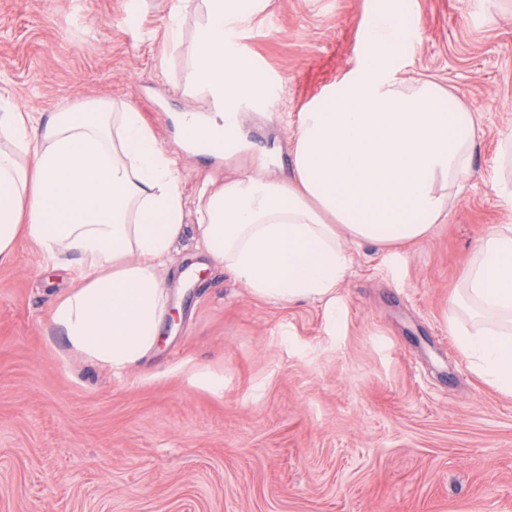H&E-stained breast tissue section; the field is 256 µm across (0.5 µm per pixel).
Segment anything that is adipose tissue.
<instances>
[{"mask_svg":"<svg viewBox=\"0 0 512 512\" xmlns=\"http://www.w3.org/2000/svg\"><path fill=\"white\" fill-rule=\"evenodd\" d=\"M268 0H205L190 81L211 110L183 113L202 140L239 147V114L267 97L263 77L230 47ZM443 88L406 82L381 63L357 71L300 113L288 180L226 179L198 192L186 226L182 174L129 105L42 118L0 96V261L19 239L41 263L74 262L78 283L51 320L87 361L125 372L152 355L171 307L164 273L194 229L202 253L276 305L336 308L348 245L418 242L445 223L454 190L473 178L477 113L440 111ZM450 305L449 331L475 373L512 395V225L479 247Z\"/></svg>","mask_w":512,"mask_h":512,"instance_id":"obj_1","label":"adipose tissue"}]
</instances>
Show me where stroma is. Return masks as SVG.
<instances>
[{
	"mask_svg": "<svg viewBox=\"0 0 512 512\" xmlns=\"http://www.w3.org/2000/svg\"><path fill=\"white\" fill-rule=\"evenodd\" d=\"M419 51L387 61L481 114L475 178L428 238L363 243L336 294L278 306L219 268L192 280L196 241L167 276L180 312L118 374L51 322L69 287L20 240L0 264V512H512V395L478 377L448 328L480 240L512 225V0H405ZM0 0V92L20 111L128 104L176 148L203 0ZM370 0H270L238 48L266 75L234 156L180 153L182 190L286 178L300 112L376 60ZM178 37H171V27ZM223 381L203 386L198 374Z\"/></svg>",
	"mask_w": 512,
	"mask_h": 512,
	"instance_id": "35a3bbf8",
	"label": "stroma"
}]
</instances>
